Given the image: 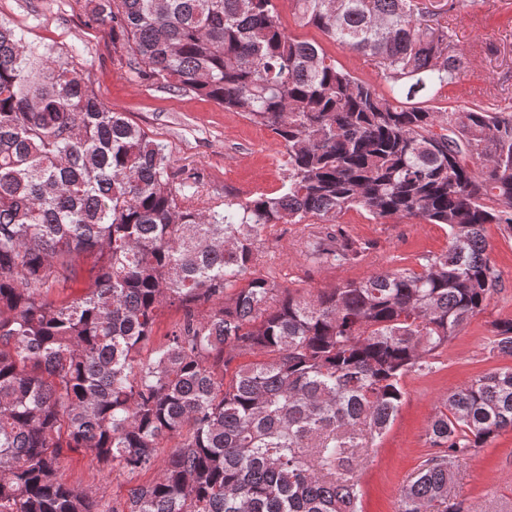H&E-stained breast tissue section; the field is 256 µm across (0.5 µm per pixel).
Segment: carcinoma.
<instances>
[{"mask_svg":"<svg viewBox=\"0 0 512 512\" xmlns=\"http://www.w3.org/2000/svg\"><path fill=\"white\" fill-rule=\"evenodd\" d=\"M292 2L388 93L288 34L274 0H94L138 78L280 140L281 192L222 209L197 207L200 178L52 45L0 22V512H360L352 472L395 420L404 377L432 369L501 285L485 225L512 234V113L427 105L468 65L443 13ZM351 209L445 224L448 248L419 272L309 296L258 269L277 224L321 225L313 263L358 262L368 246L336 230ZM83 272L82 294L55 296ZM171 306L182 319L156 343ZM492 336L512 357V319ZM509 430L512 366L450 390L398 512L447 501L453 460ZM74 453L155 476L106 511L64 481Z\"/></svg>","mask_w":512,"mask_h":512,"instance_id":"1","label":"carcinoma"}]
</instances>
